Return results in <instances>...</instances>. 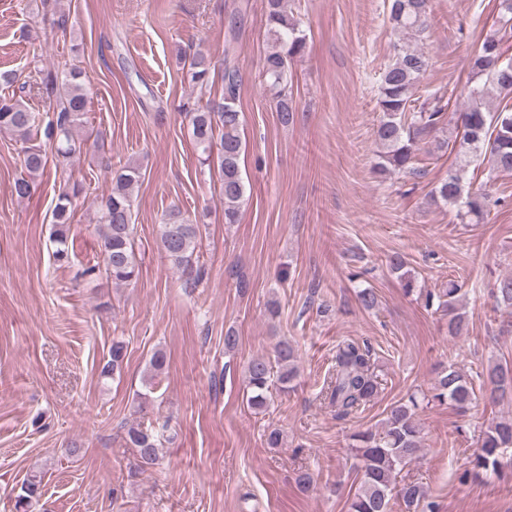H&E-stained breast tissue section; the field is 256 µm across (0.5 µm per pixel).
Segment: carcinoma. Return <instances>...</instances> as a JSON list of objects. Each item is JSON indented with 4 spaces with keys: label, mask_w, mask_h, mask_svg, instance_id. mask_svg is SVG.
Returning <instances> with one entry per match:
<instances>
[{
    "label": "carcinoma",
    "mask_w": 512,
    "mask_h": 512,
    "mask_svg": "<svg viewBox=\"0 0 512 512\" xmlns=\"http://www.w3.org/2000/svg\"><path fill=\"white\" fill-rule=\"evenodd\" d=\"M388 22L398 34L394 44V59L381 73L378 85L377 107L380 112L376 140L381 148L379 172H417L420 147L416 133L435 130L444 124L447 105L443 98L433 96L435 105L429 111L416 110V92L430 67V58L423 47V39L431 26L429 0H390ZM267 30L272 50L265 56L261 78L266 90L276 100L277 111L283 122L295 111L292 88V63L304 55L307 36L300 29L294 15L288 12L283 0H268ZM502 40L488 35L474 50L469 60L473 85L469 87V102L458 113L457 129L461 130L456 148L455 168L448 177L431 191L430 200L437 204L458 207L459 216L474 222L483 220L490 209L491 196L484 190L464 192L463 174L471 159L486 154L493 168L512 172V105L505 104L494 111L483 107V101L496 90L503 97L512 95V57H505ZM212 70L211 59L200 51L189 56L186 77L195 85H206ZM241 79L238 70L224 67V95L203 106H182L188 118L192 139L200 151L201 165H211L212 153H217L218 175L224 196L225 223L236 222L246 186L241 174L243 141L242 111L239 108ZM40 90L54 99L53 115L43 119L22 98L0 97V131L16 135L22 143L24 175L14 182V193L25 198L34 192V176L44 172L47 153L33 144H44L55 149L58 157L67 161L81 153L88 137L77 134L83 126L88 104V92L82 72L76 68H62L44 73ZM141 179L139 166L126 164L112 177L110 192L102 198L99 224L102 226L100 252L105 273L117 284H128L139 274L134 251L132 224V192ZM82 187L75 182L59 192L51 212L53 224V256L66 262L68 232L73 219V203ZM197 225L183 216L180 209L166 215L160 233L161 249L178 267H187L196 247ZM389 268L398 274L406 293L415 289V279L406 269V260L395 253L389 257ZM461 288L454 281L442 292L441 308L448 315V332L461 336L467 329L464 313L459 311L458 294ZM496 305L512 309V276L500 279L492 289ZM275 363L264 357L252 359L246 367L248 403L260 413L268 405L272 383L288 388L297 377L296 350L287 340L275 345ZM125 343L112 341L110 360L102 367L101 376L107 378L123 363ZM278 370H273V367ZM488 399L496 403L512 393V363H496L487 370ZM379 382L373 374L370 350L353 340L337 344L335 365L323 392L324 400L336 412L347 416L371 402L378 393ZM431 399L440 404L463 408L476 398L472 383L459 370L450 367L442 371L432 388V395H411L405 402L393 405L378 428H367L354 434L355 444L350 451L357 460L360 479L349 500L348 512H392V503L404 507V512H426V492L416 482L397 483V471L416 461L422 451V425L416 411L420 400ZM130 443L137 448L140 466L151 467L157 460V436L141 428L128 430ZM512 450V418H493L482 431L479 447L471 460L475 475H500L504 455ZM42 496V479L32 476L23 482L15 501L16 512H29Z\"/></svg>",
    "instance_id": "obj_1"
}]
</instances>
